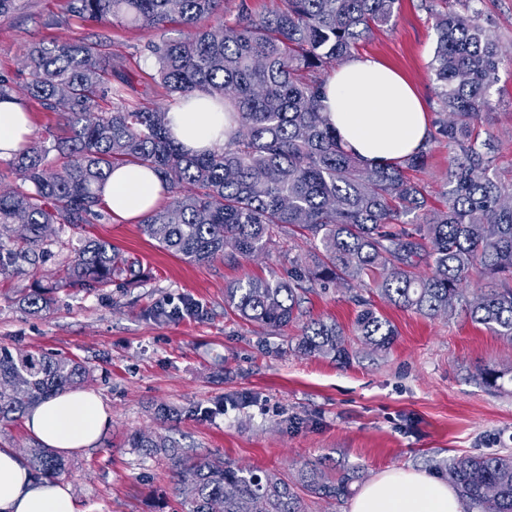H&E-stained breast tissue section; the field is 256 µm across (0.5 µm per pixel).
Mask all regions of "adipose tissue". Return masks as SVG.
Returning a JSON list of instances; mask_svg holds the SVG:
<instances>
[{
  "mask_svg": "<svg viewBox=\"0 0 512 512\" xmlns=\"http://www.w3.org/2000/svg\"><path fill=\"white\" fill-rule=\"evenodd\" d=\"M322 116L335 128L340 145L369 164L397 163L428 139L431 116L412 83L385 62L356 56L325 78ZM171 134L185 153L202 154L223 146L231 123L209 96L191 94L169 111ZM33 127L21 101L0 100V158L29 144ZM167 194L149 168H116L100 189L114 218L136 221ZM110 423L101 398L68 391L43 401L25 417V427L60 452L94 446ZM0 512H79L68 488L35 482L23 461L0 448ZM349 512H466L456 488L412 469L391 468L364 484Z\"/></svg>",
  "mask_w": 512,
  "mask_h": 512,
  "instance_id": "adipose-tissue-1",
  "label": "adipose tissue"
}]
</instances>
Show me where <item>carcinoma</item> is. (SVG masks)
Here are the masks:
<instances>
[{
	"mask_svg": "<svg viewBox=\"0 0 512 512\" xmlns=\"http://www.w3.org/2000/svg\"><path fill=\"white\" fill-rule=\"evenodd\" d=\"M401 0H274L256 14L240 0L220 30L201 23L223 0H64L66 13L86 20L161 27L178 19L192 37L149 44L163 86L184 96L202 92L238 116L224 146L189 157L172 138L168 111L130 110L112 86L103 42L84 40L29 47L27 99L58 114L66 133L40 138L8 162L20 185L0 192V275L15 274L52 254L58 226L80 228L105 206L98 193L114 168L154 170L172 200L149 212L143 232L159 247L194 263L268 253L283 233L314 243L295 260L288 279L247 277L224 289V303L243 319L281 331L302 317L309 289L364 282L390 304L427 317L465 307L470 319L512 341V182L497 175L499 141L478 130L480 114L500 81L499 40L482 12L463 0H431L436 45L430 68L442 118L414 154L394 164H363L344 150L324 123L325 77L355 56L373 28L390 24ZM447 141L448 190L442 207L428 205L423 187L407 176L423 169L430 145ZM61 163H49L50 154ZM429 272H417L419 263ZM496 281L473 301L460 286L472 276ZM139 276L136 262L112 244L90 240L65 269L70 288H105ZM354 331L375 350L392 346L397 331L359 295ZM23 310L45 315L47 288L24 298ZM296 349L350 360L345 330L334 321L302 325ZM89 369L52 353H15L0 345V425L40 401L82 384ZM129 447L164 456L183 487L184 512H306L305 496L338 499L356 472L330 479L317 466L288 482L274 474L215 463L161 433H136ZM37 479H57L70 463L45 444L26 449ZM461 498L480 512H512V455L454 457L446 468Z\"/></svg>",
	"mask_w": 512,
	"mask_h": 512,
	"instance_id": "carcinoma-1",
	"label": "carcinoma"
}]
</instances>
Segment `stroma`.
<instances>
[{"mask_svg": "<svg viewBox=\"0 0 512 512\" xmlns=\"http://www.w3.org/2000/svg\"><path fill=\"white\" fill-rule=\"evenodd\" d=\"M479 8L504 48L493 104L479 125L499 139V172L511 181L512 0H481ZM188 33L177 22L160 28L102 24L66 16L63 0H24L21 10L0 19V74L23 82L30 44L103 39L113 74L130 80L125 105L168 110L178 99L156 79L144 48ZM435 42L424 0H402L391 24L373 30L358 52L411 80L432 113ZM450 154L447 142L433 144L425 169L412 175L431 206L443 202ZM59 235L63 255L0 278V345L69 355L90 371L83 387L100 396L111 423L96 445L69 454L71 469L60 478L80 512H182V486L168 460L129 448L137 431L167 434L211 460L289 481L306 465L333 478L352 469L354 492L391 468L427 472L461 454L512 453V342L464 312L428 318L376 301L397 330L391 348L380 351L352 332L354 289L338 284L310 293L305 317L348 332L351 360L342 365L298 353L299 324L276 334L224 303L225 287L239 279L287 277L309 248L305 238L281 241L257 258L197 264L159 248L140 222L107 213ZM94 237L138 262V281L103 289L62 286L53 290L46 316L25 314L21 299L61 269L63 256ZM181 296L196 301L199 313L179 320L163 315L164 299ZM486 366L502 371L497 385L481 380Z\"/></svg>", "mask_w": 512, "mask_h": 512, "instance_id": "obj_1", "label": "stroma"}]
</instances>
